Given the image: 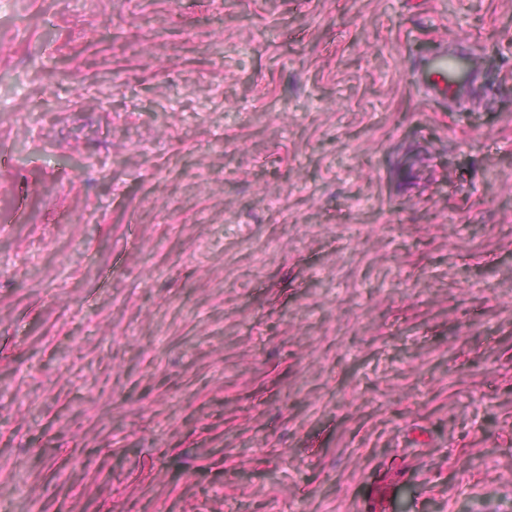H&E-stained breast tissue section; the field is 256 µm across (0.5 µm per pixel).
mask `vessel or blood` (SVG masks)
I'll return each instance as SVG.
<instances>
[{
  "instance_id": "1",
  "label": "vessel or blood",
  "mask_w": 512,
  "mask_h": 512,
  "mask_svg": "<svg viewBox=\"0 0 512 512\" xmlns=\"http://www.w3.org/2000/svg\"><path fill=\"white\" fill-rule=\"evenodd\" d=\"M412 75L416 86L430 98L441 100L454 96L466 103L482 90V77L468 50H441L437 54L414 60Z\"/></svg>"
}]
</instances>
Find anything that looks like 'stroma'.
Masks as SVG:
<instances>
[{"instance_id":"obj_1","label":"stroma","mask_w":512,"mask_h":512,"mask_svg":"<svg viewBox=\"0 0 512 512\" xmlns=\"http://www.w3.org/2000/svg\"><path fill=\"white\" fill-rule=\"evenodd\" d=\"M0 151V512H512V0H0ZM471 58L467 49L448 52L445 48L435 55L414 59L415 84L432 99H446L452 93L456 102L468 103L482 90L481 72Z\"/></svg>"}]
</instances>
